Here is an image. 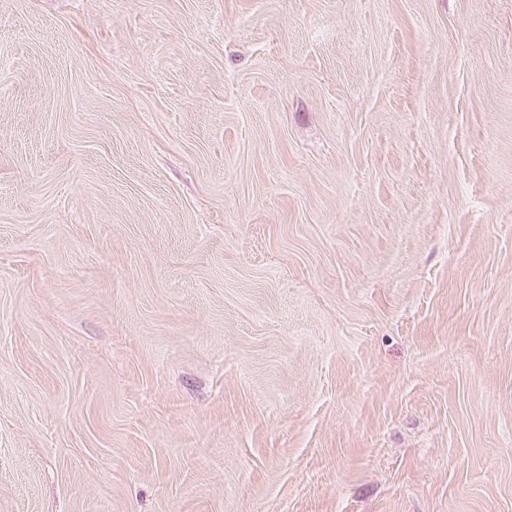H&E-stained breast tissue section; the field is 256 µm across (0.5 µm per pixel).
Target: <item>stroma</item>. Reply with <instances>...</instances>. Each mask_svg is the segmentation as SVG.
<instances>
[{"mask_svg": "<svg viewBox=\"0 0 512 512\" xmlns=\"http://www.w3.org/2000/svg\"><path fill=\"white\" fill-rule=\"evenodd\" d=\"M0 512H512V0H0Z\"/></svg>", "mask_w": 512, "mask_h": 512, "instance_id": "1", "label": "stroma"}]
</instances>
